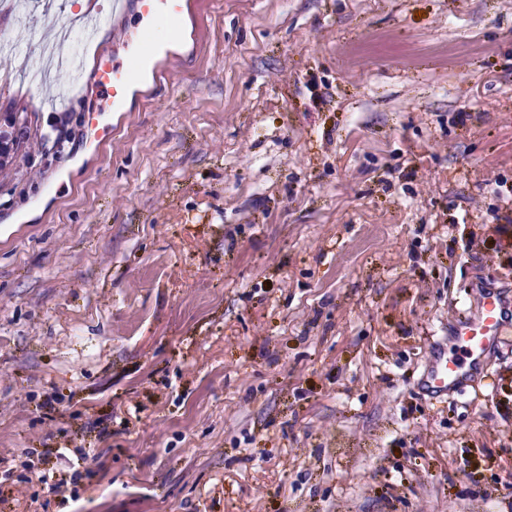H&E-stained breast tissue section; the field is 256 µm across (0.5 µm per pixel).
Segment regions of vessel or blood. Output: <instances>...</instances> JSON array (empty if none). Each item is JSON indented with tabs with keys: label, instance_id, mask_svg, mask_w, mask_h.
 Masks as SVG:
<instances>
[{
	"label": "vessel or blood",
	"instance_id": "vessel-or-blood-1",
	"mask_svg": "<svg viewBox=\"0 0 512 512\" xmlns=\"http://www.w3.org/2000/svg\"><path fill=\"white\" fill-rule=\"evenodd\" d=\"M185 0H111L114 16L127 25L122 42L128 60L95 54V83L98 93L122 109L131 90L130 70L148 63L147 45L161 50L176 44L181 36L173 21L179 20ZM512 328V302L494 290L480 293L476 313H458L453 321L447 349L434 352L428 364L425 387L434 396L458 391L481 373L488 354L506 329Z\"/></svg>",
	"mask_w": 512,
	"mask_h": 512
}]
</instances>
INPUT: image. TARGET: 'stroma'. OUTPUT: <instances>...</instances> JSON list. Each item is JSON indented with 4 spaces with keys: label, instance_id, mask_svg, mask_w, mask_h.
<instances>
[{
    "label": "stroma",
    "instance_id": "1",
    "mask_svg": "<svg viewBox=\"0 0 512 512\" xmlns=\"http://www.w3.org/2000/svg\"><path fill=\"white\" fill-rule=\"evenodd\" d=\"M81 16L0 7V512H512V330L420 388L512 300V0H202L127 112L32 80ZM85 121L94 131L97 146H104L112 141V124L102 119L101 112H88ZM511 327L512 302L494 290L482 288L476 313H458L449 347L431 356L425 377L427 391L433 396L458 391L481 373L486 357Z\"/></svg>",
    "mask_w": 512,
    "mask_h": 512
}]
</instances>
